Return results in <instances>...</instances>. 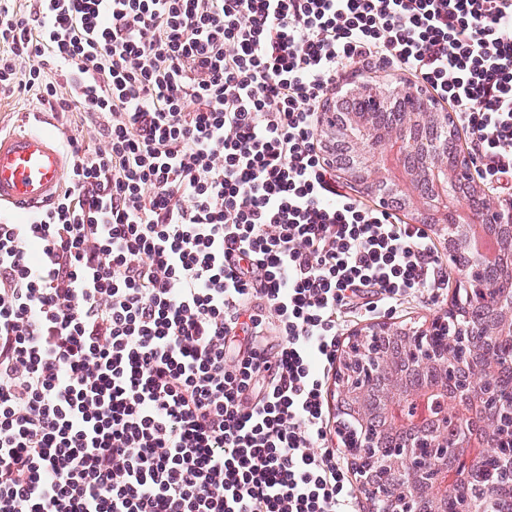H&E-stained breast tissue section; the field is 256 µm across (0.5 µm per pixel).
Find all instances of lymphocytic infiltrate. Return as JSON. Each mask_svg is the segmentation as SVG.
Listing matches in <instances>:
<instances>
[{
	"label": "lymphocytic infiltrate",
	"mask_w": 512,
	"mask_h": 512,
	"mask_svg": "<svg viewBox=\"0 0 512 512\" xmlns=\"http://www.w3.org/2000/svg\"><path fill=\"white\" fill-rule=\"evenodd\" d=\"M354 66L413 74L512 191V0H0V87L96 138L0 214V512H353L341 313L448 283L430 225L321 156Z\"/></svg>",
	"instance_id": "f902f5d3"
}]
</instances>
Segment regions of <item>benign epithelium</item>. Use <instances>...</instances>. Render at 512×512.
<instances>
[{"label": "benign epithelium", "mask_w": 512, "mask_h": 512, "mask_svg": "<svg viewBox=\"0 0 512 512\" xmlns=\"http://www.w3.org/2000/svg\"><path fill=\"white\" fill-rule=\"evenodd\" d=\"M353 98L374 107L380 102L404 99L417 102V108L400 112L395 123L381 126L372 112L342 111ZM318 137L322 154L338 178L357 185L383 205L400 200L414 223L429 224L447 236L448 256L458 270L459 287L466 289L472 304H487L494 294L512 291V265L507 264L512 255L507 261L502 254L496 259L484 257L472 245L467 232L470 198L478 197L483 201V224L488 231L512 241V197L492 195L489 184L474 173L469 155L462 149L456 150L454 163L448 164V139H459L458 122L453 113L439 111L422 88L410 84L401 89L384 88L367 79L359 80L320 112ZM493 266L503 267V273L491 282L486 271ZM456 303L458 300H453L448 316L438 318L428 329L408 330L389 323L362 329L350 338L340 359L335 381L340 412L352 399H365L369 380L386 369L387 358L379 351L383 339L402 337V352L416 370L433 371L440 385L456 388V397L448 400L446 416L435 420L422 440L411 438L376 454L369 435L364 433L357 442L346 446L352 461L382 466L400 475L407 492L387 493L384 512H418L416 503L421 500L428 502V512H447L448 484L471 466L470 457L464 456L456 469L444 467L448 426L455 427L460 446L475 454L477 449L496 441L501 430L494 425L479 433L473 421L493 418L504 408L512 410V403L505 404L494 387V361L490 358L474 369L464 386L456 387V353L448 346L444 325L457 318ZM379 400L396 428L413 434L423 425L417 413L420 398L401 379L389 382ZM421 448L431 452L424 456L419 452ZM453 500L454 512H491L476 508L458 484H454Z\"/></svg>", "instance_id": "1"}]
</instances>
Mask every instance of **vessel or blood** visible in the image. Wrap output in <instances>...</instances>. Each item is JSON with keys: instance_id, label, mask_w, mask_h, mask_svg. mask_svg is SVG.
Returning <instances> with one entry per match:
<instances>
[{"instance_id": "vessel-or-blood-1", "label": "vessel or blood", "mask_w": 512, "mask_h": 512, "mask_svg": "<svg viewBox=\"0 0 512 512\" xmlns=\"http://www.w3.org/2000/svg\"><path fill=\"white\" fill-rule=\"evenodd\" d=\"M69 163V154L51 133H0V210L31 212L49 203Z\"/></svg>"}]
</instances>
